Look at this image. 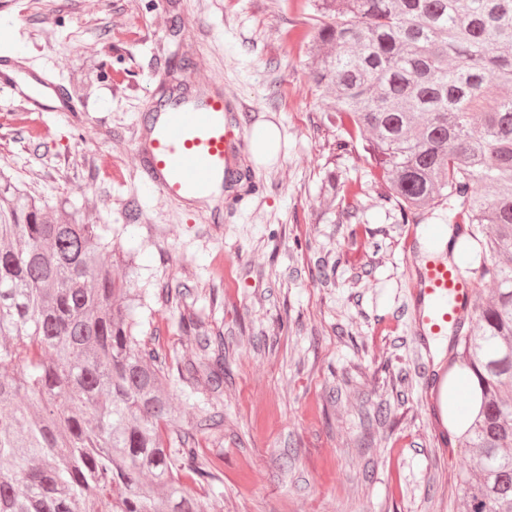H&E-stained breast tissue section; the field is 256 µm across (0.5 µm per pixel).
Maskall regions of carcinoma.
<instances>
[{"mask_svg":"<svg viewBox=\"0 0 512 512\" xmlns=\"http://www.w3.org/2000/svg\"><path fill=\"white\" fill-rule=\"evenodd\" d=\"M327 120L365 141L386 201L419 224L429 202L466 224L478 300L455 339L473 377L450 418L473 466L465 512H512V0H306ZM101 224L47 210L0 171V512H210L217 481L177 419L173 357L140 338L141 292ZM206 364L227 373L224 342Z\"/></svg>","mask_w":512,"mask_h":512,"instance_id":"1","label":"carcinoma"}]
</instances>
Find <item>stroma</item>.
Returning a JSON list of instances; mask_svg holds the SVG:
<instances>
[{
	"mask_svg": "<svg viewBox=\"0 0 512 512\" xmlns=\"http://www.w3.org/2000/svg\"><path fill=\"white\" fill-rule=\"evenodd\" d=\"M304 0H0V56L27 67L0 78V111L32 73L54 82L92 70L79 113L45 112L42 134L20 116L0 125V169L49 209L112 228L137 255L132 285L149 292L144 335L177 360L203 361L181 317L219 330L230 370L178 383L173 405L217 469L211 512H463L466 449L435 448L421 402L409 315L406 230L381 204L361 144L334 150L342 130L311 78L301 27ZM100 36L84 31L88 15ZM179 35H172L173 23ZM125 82L113 81L115 72ZM212 81L243 102L247 128L280 134L277 153H246L234 211L185 207L137 176L138 121L168 77ZM357 193L353 217L321 193L328 174ZM140 214L129 223L127 205ZM334 266L322 279V266ZM185 287L181 301L165 287ZM224 430L201 429L207 411Z\"/></svg>",
	"mask_w": 512,
	"mask_h": 512,
	"instance_id": "35a3bbf8",
	"label": "stroma"
}]
</instances>
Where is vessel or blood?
<instances>
[{"instance_id": "b4317fda", "label": "vessel or blood", "mask_w": 512, "mask_h": 512, "mask_svg": "<svg viewBox=\"0 0 512 512\" xmlns=\"http://www.w3.org/2000/svg\"><path fill=\"white\" fill-rule=\"evenodd\" d=\"M38 91L26 93L19 111H45L43 96L59 101L69 111L64 91L46 78H38ZM223 89L214 83H187L162 107L147 111L137 140L139 174L163 196L191 201L214 186L235 190L239 162L248 142ZM408 290L415 328L416 353L422 361L421 398L432 423L436 447L448 446V334L461 330L474 311L475 293L469 279L454 262L420 258L410 272Z\"/></svg>"}]
</instances>
